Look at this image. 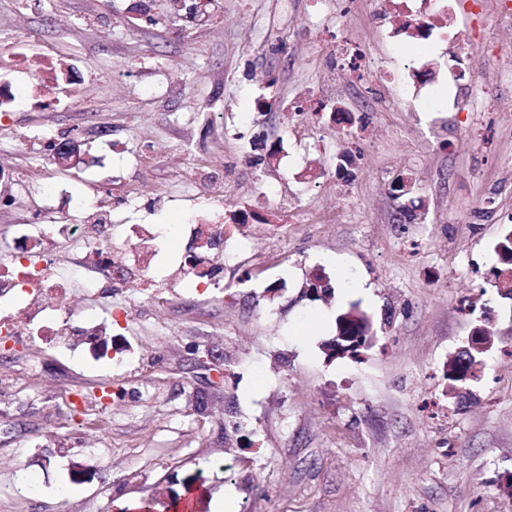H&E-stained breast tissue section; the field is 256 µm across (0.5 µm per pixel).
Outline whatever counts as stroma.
Returning a JSON list of instances; mask_svg holds the SVG:
<instances>
[{
    "label": "stroma",
    "instance_id": "1",
    "mask_svg": "<svg viewBox=\"0 0 512 512\" xmlns=\"http://www.w3.org/2000/svg\"><path fill=\"white\" fill-rule=\"evenodd\" d=\"M192 2L0 0V49L28 38L83 77L0 126V264L18 227L80 223L95 199L175 253L118 288L55 248L67 311L107 325L112 359L0 348V512H116L197 485L202 512H512V300L486 282L512 225V20L485 0L505 64L468 112L448 96L456 44L398 53L374 0H211L196 18ZM341 36L392 71L374 95ZM57 136L79 163L55 162ZM198 214L253 242L216 288L176 273ZM318 271L325 293L305 296ZM354 305L374 337L330 356ZM486 319L493 345L449 392L444 365Z\"/></svg>",
    "mask_w": 512,
    "mask_h": 512
}]
</instances>
